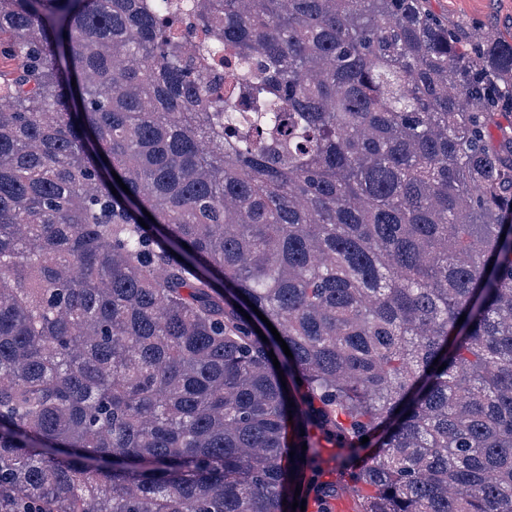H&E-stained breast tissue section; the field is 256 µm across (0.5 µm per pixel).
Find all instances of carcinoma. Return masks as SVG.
I'll return each instance as SVG.
<instances>
[{"instance_id": "1", "label": "carcinoma", "mask_w": 512, "mask_h": 512, "mask_svg": "<svg viewBox=\"0 0 512 512\" xmlns=\"http://www.w3.org/2000/svg\"><path fill=\"white\" fill-rule=\"evenodd\" d=\"M184 5L0 0V512H512V42Z\"/></svg>"}]
</instances>
